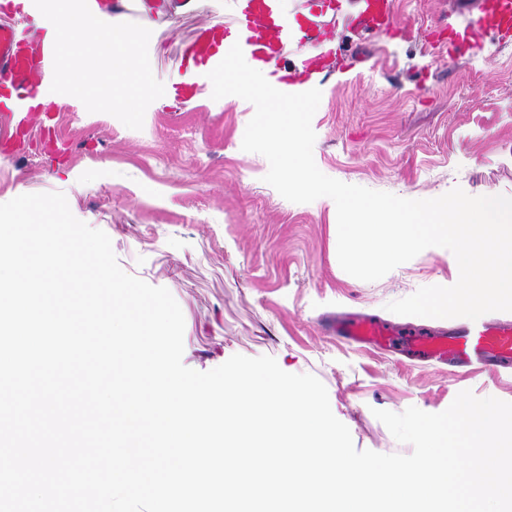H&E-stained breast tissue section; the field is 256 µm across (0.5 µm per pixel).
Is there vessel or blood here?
Returning a JSON list of instances; mask_svg holds the SVG:
<instances>
[{
	"mask_svg": "<svg viewBox=\"0 0 512 512\" xmlns=\"http://www.w3.org/2000/svg\"><path fill=\"white\" fill-rule=\"evenodd\" d=\"M230 17L198 29L178 57L181 81L171 87L190 101L204 90L212 71L233 45L249 66L273 71L276 87L301 93L317 87V74L337 55L339 28L373 38L387 37L396 25L394 0H302L286 13L282 0H234ZM15 17L0 25V112L35 118L66 95L55 44L41 25L43 0H5ZM475 23L452 30L449 60L474 44L499 42L512 34V0H474ZM337 339L360 346H382L385 328L362 314L337 316L329 325ZM403 350L419 359L455 368L497 372L512 368V320L465 322L433 336H411Z\"/></svg>",
	"mask_w": 512,
	"mask_h": 512,
	"instance_id": "1",
	"label": "vessel or blood"
}]
</instances>
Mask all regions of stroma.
<instances>
[{"label":"stroma","mask_w":512,"mask_h":512,"mask_svg":"<svg viewBox=\"0 0 512 512\" xmlns=\"http://www.w3.org/2000/svg\"><path fill=\"white\" fill-rule=\"evenodd\" d=\"M464 0H395L390 41L346 31L348 73L331 71L313 116L314 160L327 176L407 199L453 188L512 197V43L484 44L448 67L447 24L464 22ZM231 0H199L149 26L139 7L136 52L151 57L146 78L121 56L100 67L105 110L81 98L0 142V203L64 193L73 215L110 237L120 267L167 288L185 320L184 364L214 369L231 356L273 357L326 387L333 414L357 449L410 454L375 410H446L464 390L512 402V372L462 373L400 350L338 341L327 317L360 312L402 339L451 326L448 318L401 316L387 303L457 274L431 247L380 280L346 273L337 257L332 199L293 203L265 183L267 159L241 148L253 108L162 94L193 31L228 15Z\"/></svg>","instance_id":"1"}]
</instances>
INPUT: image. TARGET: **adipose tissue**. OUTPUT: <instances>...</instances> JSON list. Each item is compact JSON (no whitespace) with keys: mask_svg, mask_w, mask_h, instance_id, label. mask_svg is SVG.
<instances>
[{"mask_svg":"<svg viewBox=\"0 0 512 512\" xmlns=\"http://www.w3.org/2000/svg\"><path fill=\"white\" fill-rule=\"evenodd\" d=\"M99 11L110 16L111 23L100 29L80 26L69 13L67 0H49L47 4L48 34L59 55L62 75L70 90L84 97L94 109L107 107L108 101L96 92V63L122 51L128 73L140 74V58L132 49L135 35L119 16L113 15L110 0H104Z\"/></svg>","mask_w":512,"mask_h":512,"instance_id":"1","label":"adipose tissue"}]
</instances>
